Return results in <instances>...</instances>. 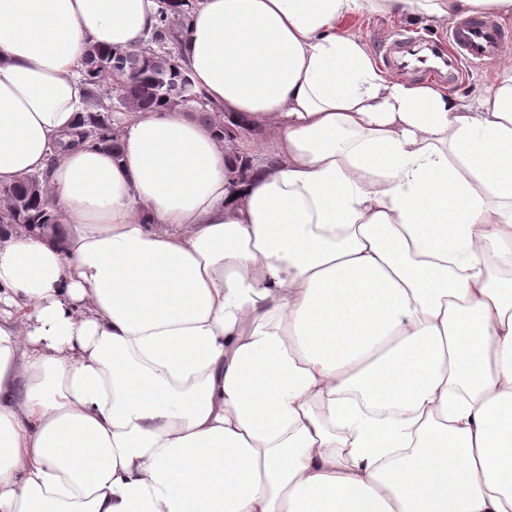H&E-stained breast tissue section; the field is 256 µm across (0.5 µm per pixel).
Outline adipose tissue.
<instances>
[{"label":"adipose tissue","instance_id":"adipose-tissue-1","mask_svg":"<svg viewBox=\"0 0 512 512\" xmlns=\"http://www.w3.org/2000/svg\"><path fill=\"white\" fill-rule=\"evenodd\" d=\"M158 0H0V512H512V63L483 95L383 70L347 18L512 0H198L180 61L274 137L142 112L72 143L88 44ZM48 183L47 173H37L3 189L0 226L11 230H38L43 235L54 236L61 224V216L52 203Z\"/></svg>","mask_w":512,"mask_h":512}]
</instances>
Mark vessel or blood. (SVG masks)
Returning a JSON list of instances; mask_svg holds the SVG:
<instances>
[{
  "label": "vessel or blood",
  "mask_w": 512,
  "mask_h": 512,
  "mask_svg": "<svg viewBox=\"0 0 512 512\" xmlns=\"http://www.w3.org/2000/svg\"><path fill=\"white\" fill-rule=\"evenodd\" d=\"M407 40L384 41L381 54L383 61L394 68L407 70L411 62L406 57ZM512 47V34L505 32L490 18L459 20L448 33V48L440 50L429 45L434 63L427 66V73L448 79H455L459 63L463 60L495 59L506 48Z\"/></svg>",
  "instance_id": "vessel-or-blood-1"
}]
</instances>
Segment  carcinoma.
<instances>
[{
    "label": "carcinoma",
    "instance_id": "1",
    "mask_svg": "<svg viewBox=\"0 0 512 512\" xmlns=\"http://www.w3.org/2000/svg\"><path fill=\"white\" fill-rule=\"evenodd\" d=\"M159 22L146 46L111 51L91 44L85 52L83 75L89 84L84 113L79 119L81 144L118 154L119 128L123 117L137 112H184L211 127L232 160L228 178L238 185L246 175L241 166L244 152L237 151L239 139L224 133L226 117L208 107L204 92L197 89L180 63L178 53L181 19L194 8V0H160ZM124 85L119 106L112 105V85ZM61 224L50 197L45 173L23 177L3 190L0 226L25 231L37 230L53 236Z\"/></svg>",
    "mask_w": 512,
    "mask_h": 512
}]
</instances>
